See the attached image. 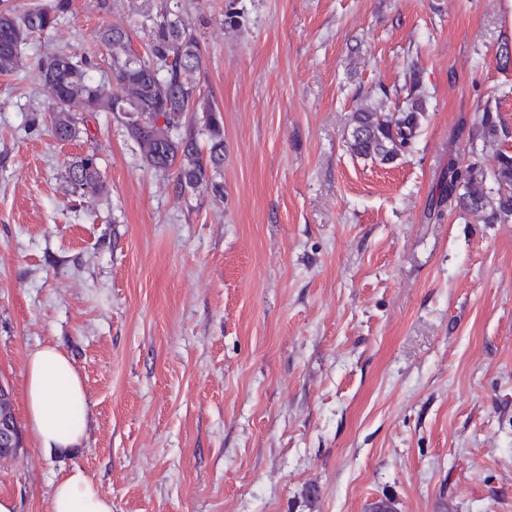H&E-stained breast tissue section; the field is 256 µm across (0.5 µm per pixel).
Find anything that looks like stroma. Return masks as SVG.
I'll list each match as a JSON object with an SVG mask.
<instances>
[{"label":"stroma","instance_id":"1","mask_svg":"<svg viewBox=\"0 0 512 512\" xmlns=\"http://www.w3.org/2000/svg\"><path fill=\"white\" fill-rule=\"evenodd\" d=\"M165 0H70L0 74V381L21 432L0 458L16 512H51L81 466L112 512H512V222L427 217L449 155L497 104L512 152V0H179L221 111L223 197L144 170L111 113L56 141L37 63L144 52ZM416 61L428 111L383 165L346 147L353 112ZM99 157L104 190L65 169ZM57 345L90 403L86 441L30 433L28 354ZM97 159L95 154H87L68 165L65 179L73 193L95 195L103 190L104 181Z\"/></svg>","mask_w":512,"mask_h":512}]
</instances>
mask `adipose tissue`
<instances>
[{
  "instance_id": "obj_1",
  "label": "adipose tissue",
  "mask_w": 512,
  "mask_h": 512,
  "mask_svg": "<svg viewBox=\"0 0 512 512\" xmlns=\"http://www.w3.org/2000/svg\"><path fill=\"white\" fill-rule=\"evenodd\" d=\"M25 408L38 446L46 454L81 447L90 404L72 361L58 346L31 351L23 375ZM51 512H112V502L80 466H72L54 485Z\"/></svg>"
}]
</instances>
